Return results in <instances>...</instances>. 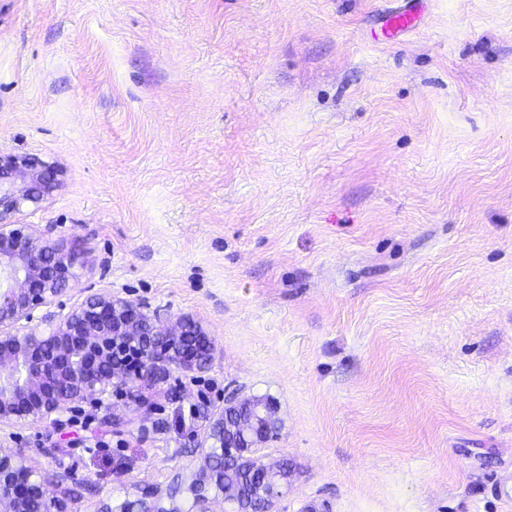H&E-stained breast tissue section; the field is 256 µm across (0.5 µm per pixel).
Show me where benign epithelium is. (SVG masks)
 Segmentation results:
<instances>
[{
	"mask_svg": "<svg viewBox=\"0 0 512 512\" xmlns=\"http://www.w3.org/2000/svg\"><path fill=\"white\" fill-rule=\"evenodd\" d=\"M56 186L54 167L40 156L0 150V432L11 437L32 424H54L80 403L100 408L116 392H139L146 381L203 372L215 352L193 319L171 323L160 308L93 288L60 316L76 278L74 257L33 225L15 221ZM276 413L271 401L228 393L206 426L212 443L199 477L187 485L175 475L117 510L106 504L100 512H217L223 501L231 512H245L247 488L224 487L225 460L264 475L263 512H271L288 492V469L265 465L258 451L260 438L272 435ZM66 479L41 473L28 449L0 448V512H71L65 495L50 490Z\"/></svg>",
	"mask_w": 512,
	"mask_h": 512,
	"instance_id": "obj_1",
	"label": "benign epithelium"
}]
</instances>
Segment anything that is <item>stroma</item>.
Returning a JSON list of instances; mask_svg holds the SVG:
<instances>
[{
  "instance_id": "stroma-1",
  "label": "stroma",
  "mask_w": 512,
  "mask_h": 512,
  "mask_svg": "<svg viewBox=\"0 0 512 512\" xmlns=\"http://www.w3.org/2000/svg\"><path fill=\"white\" fill-rule=\"evenodd\" d=\"M419 7L416 29L388 36ZM18 216L200 321L204 372L20 429L73 512L192 480L207 406L273 400L274 512H512V0H0Z\"/></svg>"
}]
</instances>
